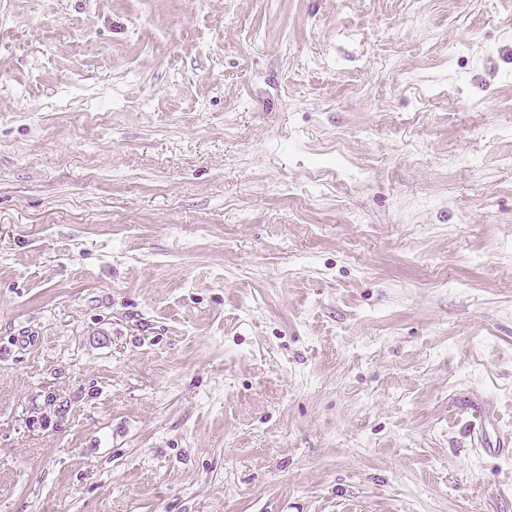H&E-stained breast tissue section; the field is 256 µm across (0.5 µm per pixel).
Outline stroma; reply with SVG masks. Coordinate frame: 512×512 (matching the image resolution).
Instances as JSON below:
<instances>
[{
    "label": "stroma",
    "mask_w": 512,
    "mask_h": 512,
    "mask_svg": "<svg viewBox=\"0 0 512 512\" xmlns=\"http://www.w3.org/2000/svg\"><path fill=\"white\" fill-rule=\"evenodd\" d=\"M511 441L512 0H0V512H512Z\"/></svg>",
    "instance_id": "obj_1"
}]
</instances>
